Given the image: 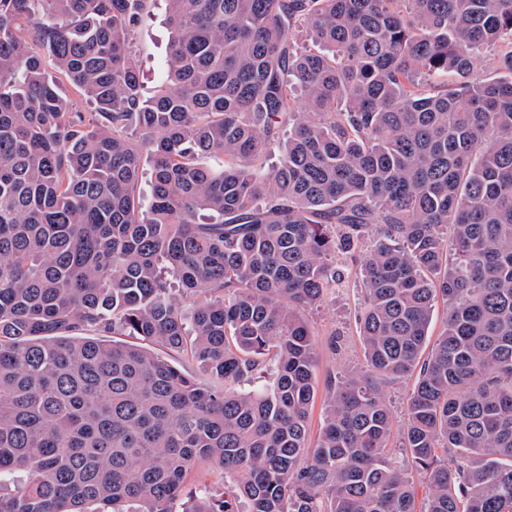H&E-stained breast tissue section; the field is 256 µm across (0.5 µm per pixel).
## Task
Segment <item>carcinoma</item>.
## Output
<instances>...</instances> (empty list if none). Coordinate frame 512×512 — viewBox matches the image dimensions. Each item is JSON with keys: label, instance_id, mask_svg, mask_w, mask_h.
<instances>
[{"label": "carcinoma", "instance_id": "cac0c4a2", "mask_svg": "<svg viewBox=\"0 0 512 512\" xmlns=\"http://www.w3.org/2000/svg\"><path fill=\"white\" fill-rule=\"evenodd\" d=\"M147 3L0 0V512H417L411 467L512 512V0H167L149 98ZM374 224L311 448L303 311ZM413 372L406 466L375 379ZM143 25L136 30L133 38V50L144 73V94L152 96L156 87V78L163 71L168 54L169 30L166 25L165 2H148ZM189 489L193 492L203 493L223 492L230 482L224 480V471L214 465H202L195 470L188 479Z\"/></svg>", "mask_w": 512, "mask_h": 512}]
</instances>
